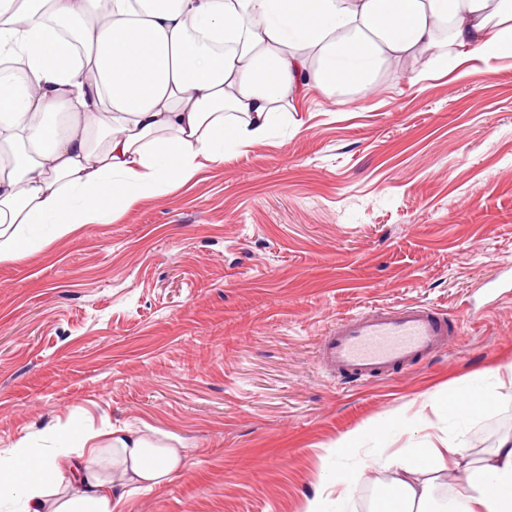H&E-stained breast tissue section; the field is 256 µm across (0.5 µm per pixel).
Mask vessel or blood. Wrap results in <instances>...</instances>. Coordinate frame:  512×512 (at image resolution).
Returning <instances> with one entry per match:
<instances>
[{
    "label": "vessel or blood",
    "mask_w": 512,
    "mask_h": 512,
    "mask_svg": "<svg viewBox=\"0 0 512 512\" xmlns=\"http://www.w3.org/2000/svg\"><path fill=\"white\" fill-rule=\"evenodd\" d=\"M452 320L431 306L406 303L337 321L319 349L322 367L353 383L385 378L452 340Z\"/></svg>",
    "instance_id": "b4317fda"
}]
</instances>
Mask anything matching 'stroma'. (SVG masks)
<instances>
[{
    "mask_svg": "<svg viewBox=\"0 0 512 512\" xmlns=\"http://www.w3.org/2000/svg\"><path fill=\"white\" fill-rule=\"evenodd\" d=\"M415 302L458 321L446 348L359 385L320 366L339 319ZM509 361L512 57L311 91L223 164L0 262V449L124 429L187 452L121 512H360L394 476L380 449L435 434L477 460L512 435ZM476 388L494 402L466 419L430 407Z\"/></svg>",
    "mask_w": 512,
    "mask_h": 512,
    "instance_id": "35a3bbf8",
    "label": "stroma"
}]
</instances>
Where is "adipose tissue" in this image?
<instances>
[{
  "label": "adipose tissue",
  "mask_w": 512,
  "mask_h": 512,
  "mask_svg": "<svg viewBox=\"0 0 512 512\" xmlns=\"http://www.w3.org/2000/svg\"><path fill=\"white\" fill-rule=\"evenodd\" d=\"M462 50L512 56V0H0V59L21 66L0 81V262L268 138L309 90L355 94L414 55L452 70ZM53 440L0 452L19 512H117L185 464L123 429ZM443 453L466 473L452 512H512V437L472 461L431 435L394 457L385 512H431L415 476Z\"/></svg>",
  "instance_id": "adipose-tissue-1"
}]
</instances>
